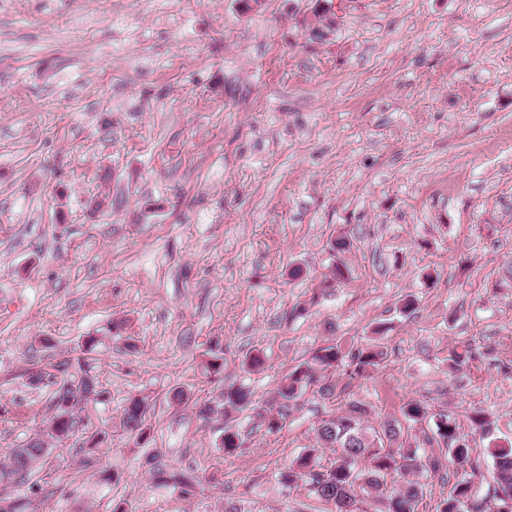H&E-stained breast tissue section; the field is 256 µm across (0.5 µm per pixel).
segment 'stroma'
I'll return each instance as SVG.
<instances>
[{"label": "stroma", "instance_id": "35a3bbf8", "mask_svg": "<svg viewBox=\"0 0 512 512\" xmlns=\"http://www.w3.org/2000/svg\"><path fill=\"white\" fill-rule=\"evenodd\" d=\"M332 3L315 40L318 0H0V462L49 417L28 370L94 336L108 395L77 408L110 435L97 464L76 435L36 475L44 512H329L275 473L338 402L308 390L275 435L196 413L232 383L269 400L329 342L378 340L382 367L337 387L374 427L424 403L402 427L419 454L442 452L433 415L474 407L512 443V0ZM464 342L477 357L449 371ZM134 396L146 447L120 426ZM153 458L202 493L155 485Z\"/></svg>", "mask_w": 512, "mask_h": 512}]
</instances>
